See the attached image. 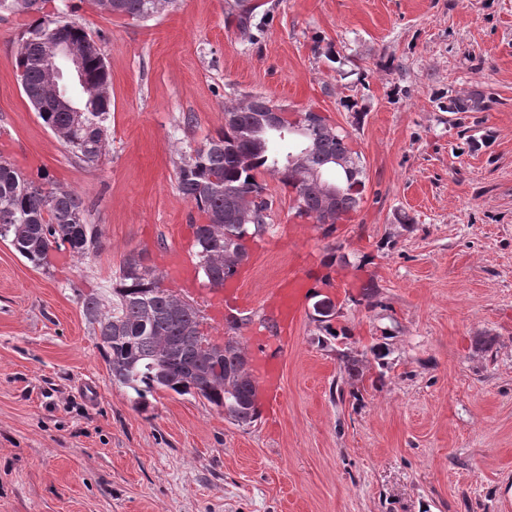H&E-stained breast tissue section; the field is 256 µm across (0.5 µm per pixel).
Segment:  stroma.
<instances>
[{
  "instance_id": "stroma-1",
  "label": "stroma",
  "mask_w": 512,
  "mask_h": 512,
  "mask_svg": "<svg viewBox=\"0 0 512 512\" xmlns=\"http://www.w3.org/2000/svg\"><path fill=\"white\" fill-rule=\"evenodd\" d=\"M65 2L110 74L106 152L79 162L29 107L15 65L29 19L2 13L0 157L80 194L99 244L43 269L0 241V512H512V0H252L268 16L250 41L224 0L148 20ZM475 92L486 108L465 128L438 107ZM254 95L349 132L365 189L327 235L264 176L272 227L240 269V340L265 335L262 298L289 274L335 285L309 294L283 403L252 425L165 390L141 408L83 301L130 254L156 266L188 248L176 154ZM189 296L223 342L216 293Z\"/></svg>"
}]
</instances>
